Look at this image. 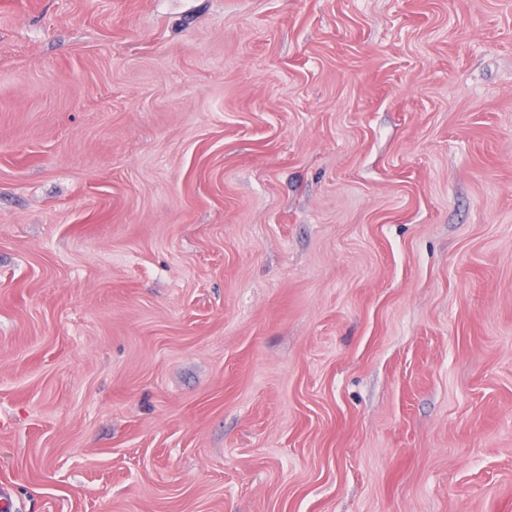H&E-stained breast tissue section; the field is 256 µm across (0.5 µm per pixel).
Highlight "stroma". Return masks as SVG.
Here are the masks:
<instances>
[{"mask_svg": "<svg viewBox=\"0 0 512 512\" xmlns=\"http://www.w3.org/2000/svg\"><path fill=\"white\" fill-rule=\"evenodd\" d=\"M15 512H512V0H0Z\"/></svg>", "mask_w": 512, "mask_h": 512, "instance_id": "35a3bbf8", "label": "stroma"}]
</instances>
